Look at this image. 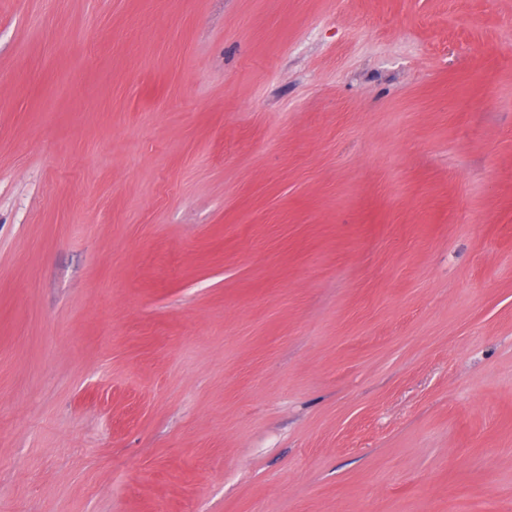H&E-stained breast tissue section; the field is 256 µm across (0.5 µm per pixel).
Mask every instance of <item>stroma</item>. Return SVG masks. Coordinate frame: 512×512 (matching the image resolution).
I'll use <instances>...</instances> for the list:
<instances>
[{
    "label": "stroma",
    "instance_id": "obj_1",
    "mask_svg": "<svg viewBox=\"0 0 512 512\" xmlns=\"http://www.w3.org/2000/svg\"><path fill=\"white\" fill-rule=\"evenodd\" d=\"M0 512H512V0H0Z\"/></svg>",
    "mask_w": 512,
    "mask_h": 512
}]
</instances>
